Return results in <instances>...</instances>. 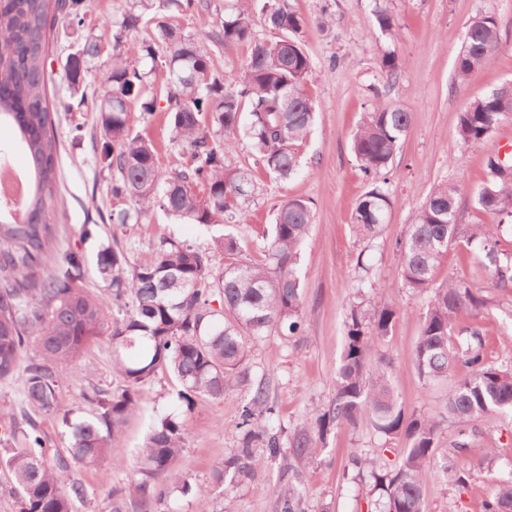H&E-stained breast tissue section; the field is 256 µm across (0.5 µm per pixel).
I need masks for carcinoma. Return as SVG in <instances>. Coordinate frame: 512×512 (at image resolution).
<instances>
[{
  "label": "carcinoma",
  "instance_id": "carcinoma-1",
  "mask_svg": "<svg viewBox=\"0 0 512 512\" xmlns=\"http://www.w3.org/2000/svg\"><path fill=\"white\" fill-rule=\"evenodd\" d=\"M253 0H234L230 10L212 8L211 0H126L118 18L106 17L78 39L63 65L69 98L83 102L90 79L102 75L95 99L102 133L99 159L117 173L112 195L128 207L113 217L126 226L139 224L159 210L191 224H222L246 219L255 194L252 170L227 161L237 142H245L266 173L288 180L300 170L298 147L310 135L315 103L305 91L313 61L298 38L306 21L288 0H264L255 13ZM87 0H0V125L10 126L25 150L23 222L0 207V379L18 376L26 402L37 412L62 415L70 429V448H48L35 428L10 430L0 439V469L11 475L17 512H77L88 490L72 477L78 467H98L114 451L138 392L155 372L166 370L182 386L187 402L195 397L224 398L225 379L243 369L250 342L272 329L290 335L301 327L303 284L297 268L302 246L314 222L311 202L289 197L275 207L271 235L264 244L266 263H246L237 239L214 241L226 258L216 269L208 252L162 237L143 263L129 265L124 248L103 247L97 270L105 293L80 288L83 259L75 252L58 256L52 249L55 228L46 202L57 186L59 149L45 89L47 28L60 15L81 27ZM197 14L201 27L187 35L179 15ZM381 32L394 39L392 13L377 11ZM281 34L262 39L257 25ZM112 47L101 61L100 47ZM239 45L249 48L235 81L224 79L213 53ZM498 21L492 13L475 16L455 60L461 81L486 66L499 49ZM161 75L165 93L148 90V77ZM141 112H166L172 142L184 150L180 167L165 176L156 149L133 131L132 105ZM512 118V83L469 103L459 113L456 143L489 139ZM411 113L381 104L366 113L352 135L351 148L372 186L357 201L352 226L369 237L386 223L392 200L385 185L391 164L410 126ZM487 179L471 190L476 208L496 214V224L457 223L459 188L437 185L396 240L400 285L428 297L414 351V365L427 384L457 372L437 415L407 413L396 394L391 362L369 357L389 335L397 311L377 301L354 306L345 322L347 347L336 375V395L327 410L311 417L288 436L289 454L300 457L315 447L333 425L357 427L366 420L385 441H402L393 465L379 457H354L370 492L383 499L382 512H423L426 484L442 473L465 485L470 477L474 422L512 418V361H492L485 352L478 322L485 301L467 281L450 278L437 286L435 273L448 247L462 240L488 273L494 288H512V249L501 239L512 235V178L502 171L498 154L486 161ZM202 190L200 197L196 190ZM219 296V308L212 297ZM469 316L473 322L456 329ZM107 336L112 367L123 385L83 395L91 405L79 421L60 412L59 394L67 369L84 350ZM458 427V438L443 458L437 437L444 423ZM238 454L215 470L246 477L259 465L254 447L271 458L286 452L272 420L264 382L252 391L242 412ZM184 449V432L170 414L152 427L138 456L140 512H154L157 501L175 488L187 494L189 480L174 473ZM279 512H301L297 487L277 489ZM482 512H512V478L483 500Z\"/></svg>",
  "mask_w": 512,
  "mask_h": 512
}]
</instances>
